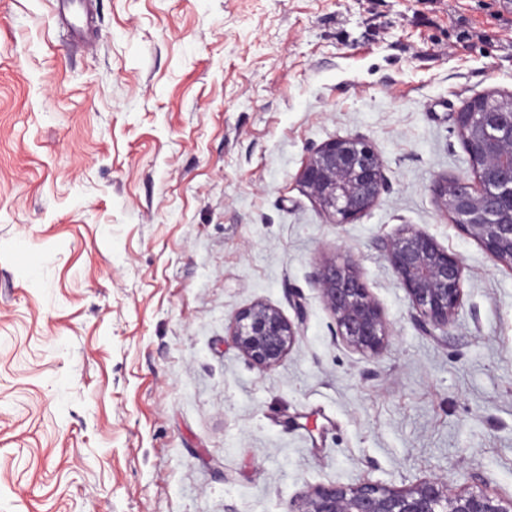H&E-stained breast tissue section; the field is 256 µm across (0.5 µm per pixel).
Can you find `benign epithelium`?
<instances>
[{
    "instance_id": "benign-epithelium-1",
    "label": "benign epithelium",
    "mask_w": 512,
    "mask_h": 512,
    "mask_svg": "<svg viewBox=\"0 0 512 512\" xmlns=\"http://www.w3.org/2000/svg\"><path fill=\"white\" fill-rule=\"evenodd\" d=\"M455 124L471 176L439 181V207L467 237L495 261L512 268V93L484 94L456 113ZM300 182L336 224L368 212L385 187L382 158L362 136L337 137L321 144L300 173ZM405 289L413 319L425 334L445 329L461 305L463 268L430 235L410 226L380 244ZM333 316L335 336L365 355L385 348L389 327L356 264L326 262L316 278ZM297 321L265 302H255L234 318L232 337L241 354L262 369L278 365L298 342L304 313ZM300 512H512V498L485 493L448 495L439 478L408 489L375 483L316 488Z\"/></svg>"
}]
</instances>
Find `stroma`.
<instances>
[{"mask_svg":"<svg viewBox=\"0 0 512 512\" xmlns=\"http://www.w3.org/2000/svg\"><path fill=\"white\" fill-rule=\"evenodd\" d=\"M0 0V512H298L324 485L512 497V269L439 209L455 114L512 92V0ZM360 135L377 203L335 224L299 181ZM463 267L426 335L379 243ZM354 260L389 324L335 338ZM302 335L270 369L231 331ZM316 284L335 321L336 340L365 355L380 354L389 327L356 264L352 260L328 261L317 275ZM303 314L297 322L265 302H255L234 318L232 337L241 354L262 369L278 365L301 336Z\"/></svg>","mask_w":512,"mask_h":512,"instance_id":"1","label":"stroma"}]
</instances>
